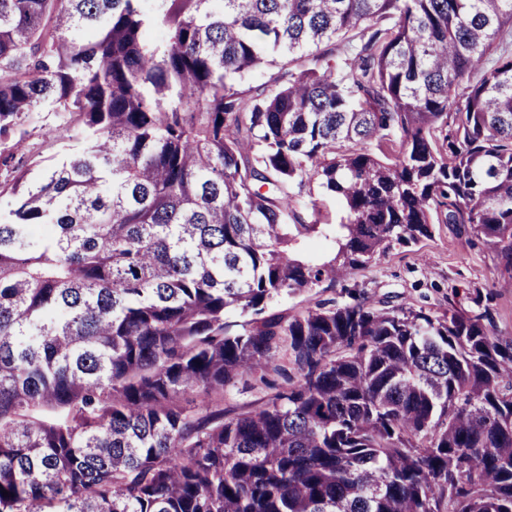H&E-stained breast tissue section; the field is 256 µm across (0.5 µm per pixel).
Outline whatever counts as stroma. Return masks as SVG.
Returning a JSON list of instances; mask_svg holds the SVG:
<instances>
[{
	"instance_id": "stroma-1",
	"label": "stroma",
	"mask_w": 512,
	"mask_h": 512,
	"mask_svg": "<svg viewBox=\"0 0 512 512\" xmlns=\"http://www.w3.org/2000/svg\"><path fill=\"white\" fill-rule=\"evenodd\" d=\"M58 119L48 107L29 113L25 126L30 136L24 151L33 161L29 180H38L46 169L62 164L86 145L83 133L70 139H45L46 127ZM496 259L481 245L469 243L448 224L434 227L432 238L410 247H398L377 258L369 266L355 270L345 279L323 282L297 294L281 297L269 308L270 313L293 316L318 302H349L352 296L374 301H391L415 309L444 312L453 287L470 285L492 290L487 304L493 314L499 336L512 338V289L495 287ZM271 390L259 375L239 379L224 391L225 409L247 411L261 406Z\"/></svg>"
}]
</instances>
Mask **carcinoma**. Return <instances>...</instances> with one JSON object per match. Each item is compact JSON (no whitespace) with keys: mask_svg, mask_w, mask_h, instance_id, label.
Wrapping results in <instances>:
<instances>
[{"mask_svg":"<svg viewBox=\"0 0 512 512\" xmlns=\"http://www.w3.org/2000/svg\"><path fill=\"white\" fill-rule=\"evenodd\" d=\"M508 36L512 0H0V512H512L481 296L267 313L435 224L512 288ZM44 105L88 146L29 184ZM259 372L285 384L225 414ZM311 200L316 202L317 209L321 213V224L340 223L341 216L343 215L341 207L336 201L323 196L316 186H314V189L312 190V198L305 197L300 201V206L302 208H309L308 211L305 212L308 217H310L312 211ZM302 246L304 255L310 260H325L330 258L334 253L331 241L325 240L319 235L305 238ZM260 376L244 377L224 389V409L242 412L261 406L273 390Z\"/></svg>","mask_w":512,"mask_h":512,"instance_id":"carcinoma-1","label":"carcinoma"}]
</instances>
